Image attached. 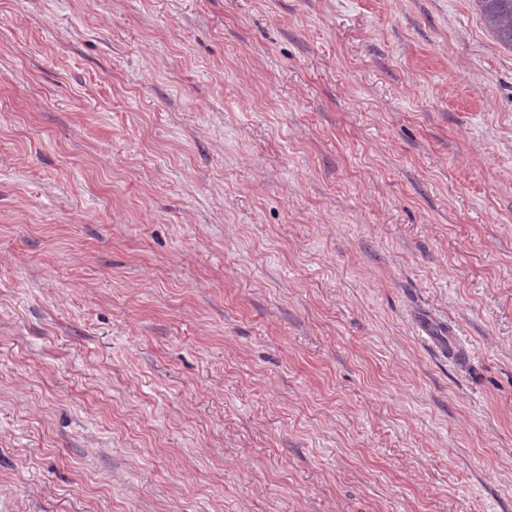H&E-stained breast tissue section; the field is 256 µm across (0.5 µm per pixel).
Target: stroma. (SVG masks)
Returning a JSON list of instances; mask_svg holds the SVG:
<instances>
[{"label":"stroma","mask_w":512,"mask_h":512,"mask_svg":"<svg viewBox=\"0 0 512 512\" xmlns=\"http://www.w3.org/2000/svg\"><path fill=\"white\" fill-rule=\"evenodd\" d=\"M0 512H512L474 0H0Z\"/></svg>","instance_id":"obj_1"}]
</instances>
